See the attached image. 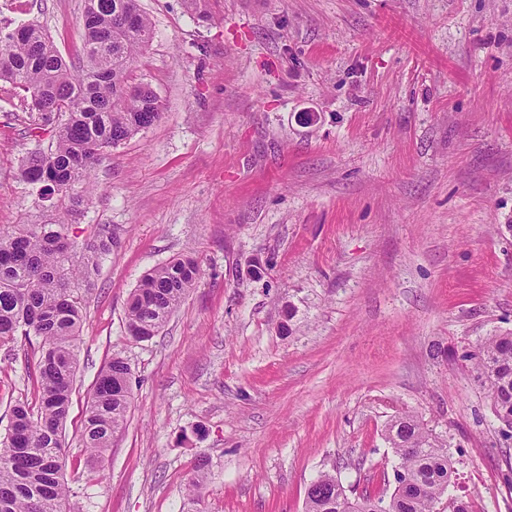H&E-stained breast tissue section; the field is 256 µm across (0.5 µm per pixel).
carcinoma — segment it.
<instances>
[{
	"label": "carcinoma",
	"instance_id": "1",
	"mask_svg": "<svg viewBox=\"0 0 512 512\" xmlns=\"http://www.w3.org/2000/svg\"><path fill=\"white\" fill-rule=\"evenodd\" d=\"M134 19L113 29L116 13ZM86 66L76 71L37 24L0 29V80L24 93L39 129L53 126L55 148L33 153L22 165L27 182L50 180L49 193L68 195L89 183L94 166L161 115L154 91L132 83L131 65L152 39L151 23L138 0H86L83 16ZM102 233L81 243L64 225L22 224L0 228V344L17 337L41 339L37 360V409L13 406L0 439V512H63L69 488L62 475V426L71 403L75 343L83 320L79 285L87 283L110 251ZM191 257L175 258L146 272L127 304V329L149 340L167 323L200 277ZM479 384L497 408L512 414V332L489 336L469 354ZM132 370L120 356L100 370L82 431L83 446L101 462L126 422ZM386 439L395 456L390 498L370 490L350 499L341 477L323 470L306 491L304 512H434L449 492L454 473L448 440L414 413L397 417Z\"/></svg>",
	"mask_w": 512,
	"mask_h": 512
}]
</instances>
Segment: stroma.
<instances>
[{
  "mask_svg": "<svg viewBox=\"0 0 512 512\" xmlns=\"http://www.w3.org/2000/svg\"><path fill=\"white\" fill-rule=\"evenodd\" d=\"M84 5L0 0V28L39 24L77 68ZM139 7L154 38L132 78L162 116L110 150L80 203L23 179L51 140L0 81V227L112 236L82 290L65 512H303L329 464L382 487L406 411L447 435L451 496L512 512V439L467 358L512 332V0ZM178 256L197 285L134 341L131 292ZM39 351L0 346V438L16 403L38 404ZM116 355L133 398L97 466L81 432Z\"/></svg>",
  "mask_w": 512,
  "mask_h": 512,
  "instance_id": "35a3bbf8",
  "label": "stroma"
}]
</instances>
